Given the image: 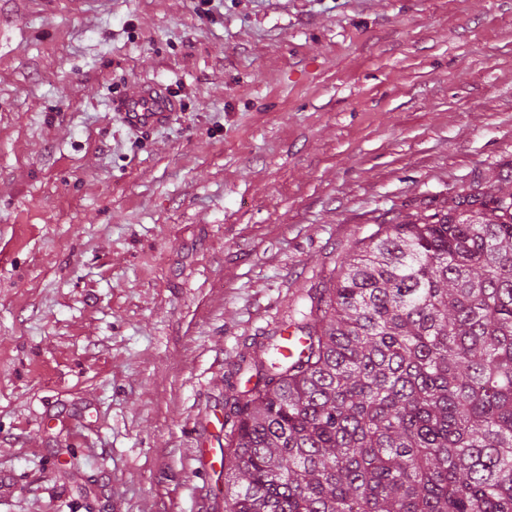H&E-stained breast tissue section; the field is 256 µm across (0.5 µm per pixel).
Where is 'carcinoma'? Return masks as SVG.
I'll use <instances>...</instances> for the list:
<instances>
[{"label":"carcinoma","mask_w":512,"mask_h":512,"mask_svg":"<svg viewBox=\"0 0 512 512\" xmlns=\"http://www.w3.org/2000/svg\"><path fill=\"white\" fill-rule=\"evenodd\" d=\"M227 400L224 512H512V174L379 224Z\"/></svg>","instance_id":"1"}]
</instances>
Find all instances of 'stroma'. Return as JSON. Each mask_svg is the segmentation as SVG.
I'll list each match as a JSON object with an SVG mask.
<instances>
[{"label":"stroma","instance_id":"stroma-1","mask_svg":"<svg viewBox=\"0 0 512 512\" xmlns=\"http://www.w3.org/2000/svg\"><path fill=\"white\" fill-rule=\"evenodd\" d=\"M511 167L512 0H0V512H224L267 336ZM113 107L117 112H122L129 126L140 128L166 122L172 112L173 103L165 88L156 84L137 88L113 102Z\"/></svg>","mask_w":512,"mask_h":512}]
</instances>
